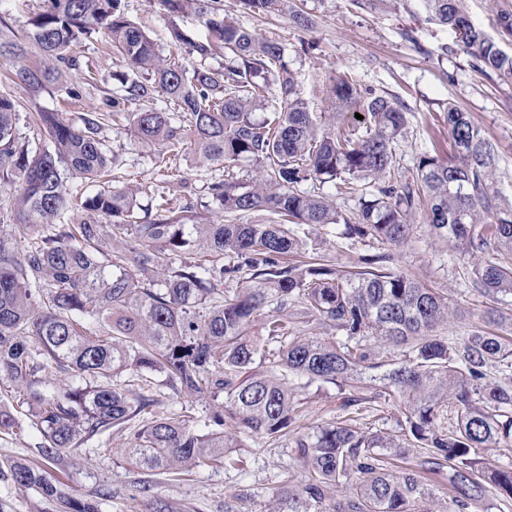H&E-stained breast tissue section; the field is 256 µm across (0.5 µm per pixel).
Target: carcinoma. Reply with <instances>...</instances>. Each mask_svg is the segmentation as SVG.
<instances>
[{"instance_id": "1", "label": "carcinoma", "mask_w": 512, "mask_h": 512, "mask_svg": "<svg viewBox=\"0 0 512 512\" xmlns=\"http://www.w3.org/2000/svg\"><path fill=\"white\" fill-rule=\"evenodd\" d=\"M264 14L288 11L290 0H242ZM426 19L451 28L459 50L479 71L512 83V53L471 22L466 0H422ZM217 0H162L175 15L193 14L206 37L179 26L172 39L198 59L192 67L163 55L125 13L123 0H41L25 38L4 34L0 56L17 62L14 75L35 94L77 95L61 81L80 70L74 47L94 33L126 70L98 107L73 122L38 113L45 144L32 151L20 137L16 108L0 94V189L20 184L15 206L30 230L20 248L0 225V383L18 395L0 401V434L33 432L41 457L60 459L89 440L147 414L153 400L130 399L114 380L125 373L159 375L172 390L206 395L213 413L200 434L190 420L169 414L149 420L124 449L149 471L180 475L203 461L242 466L235 431L279 438L299 415L291 378L336 386L342 407L356 413L376 397L364 393L373 373L398 403L400 436L363 430L350 419L292 438L296 464L311 482L277 490L281 512H420L429 495L426 476L448 471V512H469L492 483L512 501V464L486 469L480 450L512 442V384L487 379L496 362L512 366L506 318L486 311L483 324L457 341L438 334L454 314L448 294L397 269L391 252L360 258L349 270L314 257L317 243L297 238L302 225L344 226V235L394 248L410 241L421 215L436 237L471 259V287L484 297L512 293V264L488 255L512 253V202L495 180L494 153L467 113L448 104L454 159L424 153L413 173L391 180L395 145L407 133V107L397 98L361 95L345 75L326 87L332 112L309 110L286 48L230 21ZM228 59L220 69L206 61ZM174 110L157 106V100ZM276 109L273 119L256 110ZM360 108L346 132L336 109ZM123 118L130 133L153 148L159 169L168 154L192 150L201 164L227 177L208 186L226 213L268 211L272 224H211L191 201L186 179L170 174L154 212L140 214L136 191L107 176L118 156L102 147L106 124ZM246 160L260 173L240 182L232 173ZM71 175L98 186L74 203L64 189ZM338 191L363 183L349 217L328 198L298 190L306 182ZM117 239L125 247H114ZM207 258L198 259V246ZM236 287H224V281ZM262 319V332L248 334ZM315 326L323 338H303ZM51 369L71 380L42 390ZM456 425L446 426L448 411ZM422 452L414 467L391 468L406 449ZM0 475L34 490L55 512H98V503L53 482L38 465L0 464ZM338 488L339 498L330 497Z\"/></svg>"}]
</instances>
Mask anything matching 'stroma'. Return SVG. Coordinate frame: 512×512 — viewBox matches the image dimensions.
<instances>
[{
  "label": "stroma",
  "instance_id": "35a3bbf8",
  "mask_svg": "<svg viewBox=\"0 0 512 512\" xmlns=\"http://www.w3.org/2000/svg\"><path fill=\"white\" fill-rule=\"evenodd\" d=\"M221 6L242 27L281 40L288 65L298 73L311 111L327 110L326 86L330 77L339 73L348 75L361 92L399 98L409 110L407 133L395 147L400 173L413 169L417 157L425 152L448 159L452 148L446 112L449 105L458 106L492 144L497 187L512 200V85L492 81L478 71L473 60L459 51L451 28L426 21L420 0H401L397 7L374 12L359 10L350 0H297V8L313 20L309 29L297 26L285 13H252L240 0H222ZM126 11L165 55L183 59V51L173 45L170 34L176 20L160 0H126ZM176 22L195 34L203 32L195 16H184ZM77 52L98 80L96 87L86 88L78 98L51 91L33 94L27 85L13 78L11 61L0 58V91L14 102L17 126L30 146L42 143L34 125L36 110L61 112L69 118L89 111L99 103L103 90L111 88L113 72L125 68L107 50L100 35L84 41ZM103 148L119 156L117 184L132 182L142 204H155L162 193L161 177L149 160V148L134 140L125 122L106 126ZM312 233L322 242L319 256L323 262L340 269L354 266L360 256L384 249L375 240L350 239L331 227L317 226ZM395 256L398 269L447 293L455 314L442 327V334L465 335L481 323L484 311L492 306L504 315H512V294H500L493 301L473 291L468 282L467 259L446 241L432 236L422 219H415L410 242ZM124 385L131 398L152 392L157 400L155 415L178 412L200 428L209 414V399L175 392L160 385L158 379L147 381L129 375ZM290 385L305 407L298 428L309 431L343 417L333 385H308L301 379L291 380ZM139 426V421H131L94 440L90 449L72 451L55 462L41 461L32 436L1 434L0 460L42 462L48 474L80 497L95 496L101 485H110L112 495L100 500V512H148L156 499L170 502L179 512H224L228 505L234 512H278L277 489L284 484L299 489L308 482L304 468L288 466L292 446L288 438L275 441L253 434L240 437V453L247 460L245 469L201 465L179 477L153 475L123 454ZM146 480L151 489L145 494L141 485Z\"/></svg>",
  "mask_w": 512,
  "mask_h": 512
}]
</instances>
